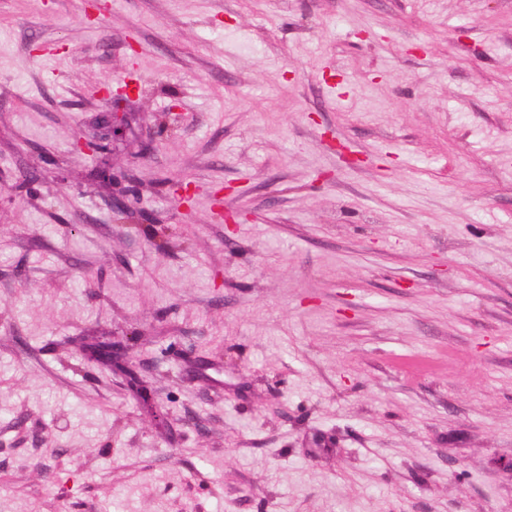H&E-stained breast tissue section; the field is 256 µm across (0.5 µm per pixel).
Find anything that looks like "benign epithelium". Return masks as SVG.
I'll return each mask as SVG.
<instances>
[{
  "instance_id": "benign-epithelium-1",
  "label": "benign epithelium",
  "mask_w": 512,
  "mask_h": 512,
  "mask_svg": "<svg viewBox=\"0 0 512 512\" xmlns=\"http://www.w3.org/2000/svg\"><path fill=\"white\" fill-rule=\"evenodd\" d=\"M128 129V113L107 112L101 117L95 136L89 138L80 134L75 138L74 148L76 150L95 155V175L108 186L112 184L113 180L112 166L106 157L100 155L98 141L101 139H109L113 142L120 140L126 135ZM87 360L90 363L107 366L113 372L123 375L129 391L141 409L152 418L158 429L166 428V414L154 402L137 367L125 358V347L121 342L110 338L97 341L88 353Z\"/></svg>"
}]
</instances>
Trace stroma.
I'll return each mask as SVG.
<instances>
[{
    "instance_id": "1",
    "label": "stroma",
    "mask_w": 512,
    "mask_h": 512,
    "mask_svg": "<svg viewBox=\"0 0 512 512\" xmlns=\"http://www.w3.org/2000/svg\"><path fill=\"white\" fill-rule=\"evenodd\" d=\"M104 3L0 0V512H512V0ZM128 114V112L119 113L116 110L114 111L113 106V110L101 117L95 136L89 138L79 134L75 138L74 148L76 150L95 155V175L107 186L112 184V166L106 157L100 155L98 141L100 139H109L113 143L116 140L122 139L129 129ZM90 363L109 367L112 372L124 376L127 387L137 400L141 409L146 412L160 430L167 426V416L154 402L147 385L142 379L137 367L125 358V347L120 341L112 338L99 340L87 355Z\"/></svg>"
}]
</instances>
